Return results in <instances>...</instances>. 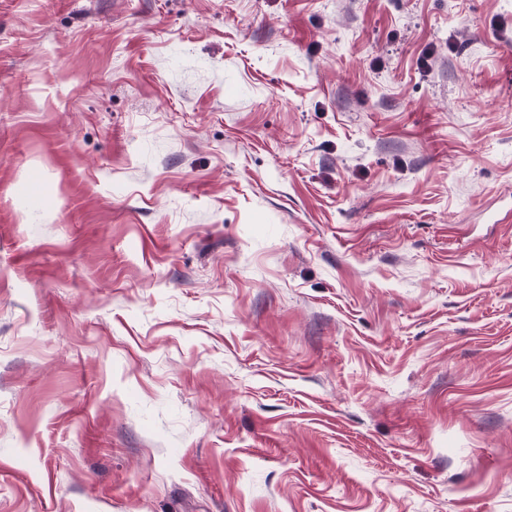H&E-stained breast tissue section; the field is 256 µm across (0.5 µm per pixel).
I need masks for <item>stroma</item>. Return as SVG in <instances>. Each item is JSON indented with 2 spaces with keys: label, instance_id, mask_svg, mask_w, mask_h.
<instances>
[{
  "label": "stroma",
  "instance_id": "obj_1",
  "mask_svg": "<svg viewBox=\"0 0 512 512\" xmlns=\"http://www.w3.org/2000/svg\"><path fill=\"white\" fill-rule=\"evenodd\" d=\"M0 512H512V0H0Z\"/></svg>",
  "mask_w": 512,
  "mask_h": 512
}]
</instances>
